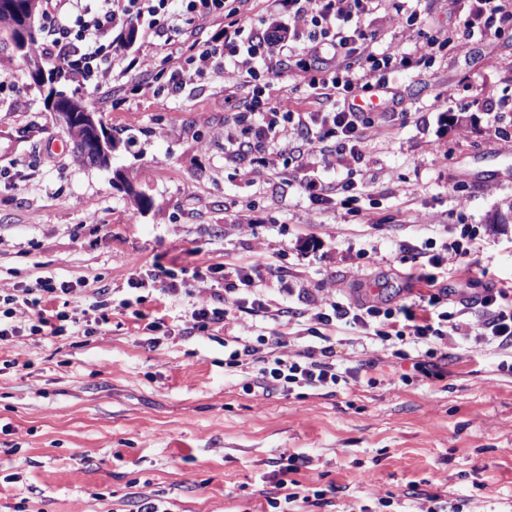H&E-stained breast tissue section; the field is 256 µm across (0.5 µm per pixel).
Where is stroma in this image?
<instances>
[{"mask_svg": "<svg viewBox=\"0 0 512 512\" xmlns=\"http://www.w3.org/2000/svg\"><path fill=\"white\" fill-rule=\"evenodd\" d=\"M131 51L149 63L150 88L130 75L99 91L64 84L113 134L135 139L104 170L76 159L26 63L0 42V290L51 276L132 302L88 337L0 339V512H126L138 497L173 512H259L291 454L311 458L298 478L326 493L307 512L374 510L388 497L417 512L421 493L460 499L464 512H512V372L497 344L451 337L428 376L411 366L426 345L341 327L334 359L357 378L300 395L249 392L224 339L256 340L266 322L154 337L147 323L161 314L181 325L192 297L162 301L127 284L136 260L255 262L294 287L267 288L280 309L394 307L415 300L412 248L437 253L468 230L477 253L448 277L449 310L512 286V223L496 220L512 207V30L451 43L423 72L400 74L403 117L379 118L353 172L363 194L325 211L296 183L238 176L224 129L240 103L225 98L223 56L175 96L161 41Z\"/></svg>", "mask_w": 512, "mask_h": 512, "instance_id": "obj_1", "label": "stroma"}]
</instances>
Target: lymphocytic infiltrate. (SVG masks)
Wrapping results in <instances>:
<instances>
[{"mask_svg": "<svg viewBox=\"0 0 512 512\" xmlns=\"http://www.w3.org/2000/svg\"><path fill=\"white\" fill-rule=\"evenodd\" d=\"M182 2L181 13L174 14L169 0H101L100 8L94 11L83 7L82 0H45L38 50L58 63L73 82L99 89L115 77L149 72L144 60L128 55L127 31L145 39L158 38L170 50V86L176 94L182 88L186 66H195L200 73L209 67L213 53L198 36L213 18L223 17L224 60L236 75L228 95L240 101L237 120L250 132L243 140L230 141L229 147L246 161V176L277 173L284 158L311 208L355 201L359 186L342 178L341 173L363 163L375 119L374 113L355 105V94L388 87L391 76L427 67L437 41L425 32L420 14L408 15L402 30L412 42V50L388 53L378 50L380 33L372 29L370 18L387 5L402 12L405 0H271V9L284 16V23L248 39L242 33L251 0H236L231 9L225 0ZM454 2L464 20L449 30V41L478 32L497 34L512 26V0ZM274 67L292 72L314 99H335V108L302 111L266 102L259 80ZM414 261L410 278L425 286L418 306L401 304L384 309L366 303L327 302L312 314L309 335L319 337L321 328L327 326L366 330L379 319L384 327L376 335L384 341L409 339L426 344L453 334L487 339L512 349L511 288L485 290L476 301L482 312L478 322H454L447 308L448 291L439 285L442 256L422 251ZM208 272L209 298L192 304L179 335L189 337L225 322L232 312L251 317L268 313L263 276L256 266L227 263L209 267ZM75 292L72 282L46 276L35 284L0 294V338L25 334L60 337L69 325L91 335L90 316L111 307L112 291L96 289L83 309L47 310V303ZM269 338L273 355L256 358L247 339L238 336L229 354L230 364H257L256 382L261 388L290 394L299 388L329 389L344 381L343 372L335 363L318 357L315 347L291 356L284 351L283 331L270 329ZM306 463L301 456L280 458L273 477L274 491L266 498L272 512H303L310 505L316 492L297 478Z\"/></svg>", "mask_w": 512, "mask_h": 512, "instance_id": "f902f5d3", "label": "lymphocytic infiltrate"}]
</instances>
